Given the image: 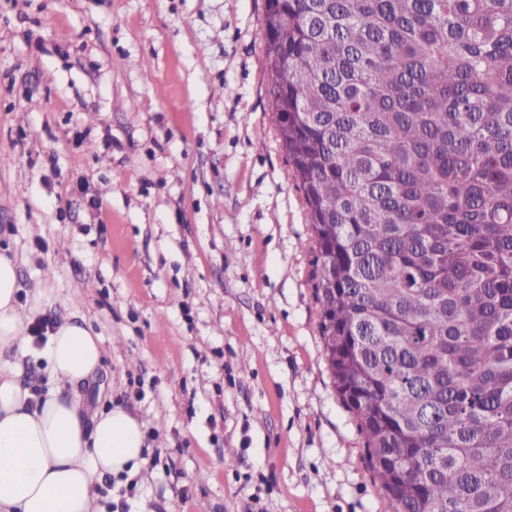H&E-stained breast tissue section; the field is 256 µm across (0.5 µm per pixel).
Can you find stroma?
<instances>
[{"mask_svg": "<svg viewBox=\"0 0 512 512\" xmlns=\"http://www.w3.org/2000/svg\"><path fill=\"white\" fill-rule=\"evenodd\" d=\"M266 0H0V249L104 341L147 462L107 512H379L271 121Z\"/></svg>", "mask_w": 512, "mask_h": 512, "instance_id": "1", "label": "stroma"}]
</instances>
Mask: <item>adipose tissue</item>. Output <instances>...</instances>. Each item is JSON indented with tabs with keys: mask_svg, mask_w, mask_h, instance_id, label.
<instances>
[{
	"mask_svg": "<svg viewBox=\"0 0 512 512\" xmlns=\"http://www.w3.org/2000/svg\"><path fill=\"white\" fill-rule=\"evenodd\" d=\"M41 307V293L21 298L17 261L0 252V512H105V479L146 462L144 424L127 408L91 411L64 397L103 363L102 338L80 322L47 337V393L22 385L27 329Z\"/></svg>",
	"mask_w": 512,
	"mask_h": 512,
	"instance_id": "adipose-tissue-1",
	"label": "adipose tissue"
}]
</instances>
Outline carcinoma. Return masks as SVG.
Here are the masks:
<instances>
[{
    "label": "carcinoma",
    "mask_w": 512,
    "mask_h": 512,
    "mask_svg": "<svg viewBox=\"0 0 512 512\" xmlns=\"http://www.w3.org/2000/svg\"><path fill=\"white\" fill-rule=\"evenodd\" d=\"M265 27L381 512H512V0H267Z\"/></svg>",
    "instance_id": "1"
}]
</instances>
